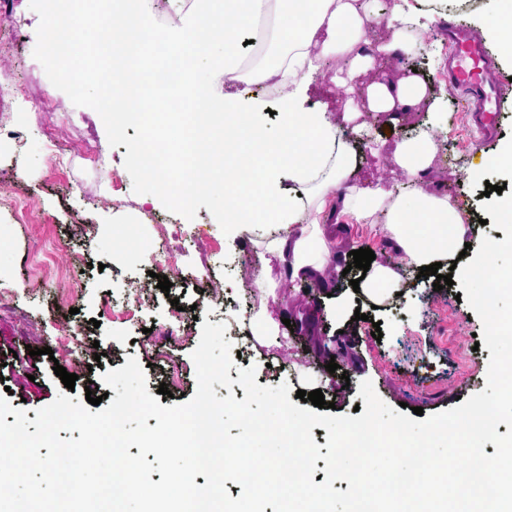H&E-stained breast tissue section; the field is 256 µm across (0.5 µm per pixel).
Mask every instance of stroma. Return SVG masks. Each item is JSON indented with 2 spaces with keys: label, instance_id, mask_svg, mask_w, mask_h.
Wrapping results in <instances>:
<instances>
[{
  "label": "stroma",
  "instance_id": "stroma-1",
  "mask_svg": "<svg viewBox=\"0 0 512 512\" xmlns=\"http://www.w3.org/2000/svg\"><path fill=\"white\" fill-rule=\"evenodd\" d=\"M424 15V35L434 51L427 63L389 53L361 73L353 88L341 87L326 74L313 76L305 101L312 107L323 103L327 117L343 131L352 124L346 116L360 112L364 103L357 89L388 78L400 80L418 73L432 87L430 97L398 120L375 113L376 128L360 163L348 178L350 184L373 181L396 191L409 180L395 160L397 143L433 116L434 152L423 180L426 190L457 201L467 239L479 245L482 237L504 239L493 224H481L487 185H505L512 193V172L489 169L484 180H467L466 172L478 165L483 154L496 152L512 142V67L500 66L499 79L505 95L496 138L483 143L466 120L456 92L444 76L448 59L449 24L475 26L488 13L490 0L464 11L458 0H442L441 8L427 0H409ZM43 0H13L0 8V168L13 170L14 190L33 198L40 221L25 224L0 209V293L8 298L13 314L0 313V396L25 411L27 419L50 405L64 385L54 365L76 374L72 399H85L88 385H101L106 371L136 358L145 368L147 390L156 394L167 385L174 403L192 398L196 372L191 354L201 336L202 321L233 325L231 338L240 358L229 370L232 388L216 386L218 397L234 395L243 400L238 385L240 370L256 368L261 386L288 383L291 390H322L325 401L335 403L336 415H353L361 403L359 385L371 381L382 401L391 408L400 403L422 408L424 415L457 406L484 390L490 351L476 344L482 323L467 302L457 301L460 285L434 291L432 279L409 278L402 295H393L372 306L355 296L351 281L360 274L350 268V251L368 248L376 263L407 273L408 262L397 255L384 224L350 225L336 251L331 269L335 285L350 307L363 318L329 317L327 294L303 296L301 282H287L283 267L268 252L269 230L251 224L229 225L220 215L224 199L200 192L191 217L173 206L143 201L147 188L137 168L129 162V145L140 132L117 130L109 116L98 112L91 98L76 97L69 80L46 59L41 34ZM86 141L91 154L58 155L54 143ZM183 234L178 266L169 292H161L156 276L164 233ZM215 246L210 263H203L198 237ZM40 240L60 245L68 254L66 276L51 284L29 273L27 255ZM80 281L71 294L72 281ZM217 283V298L205 297L202 286ZM141 305L133 319L121 320L132 296ZM180 304V327L170 337L173 304ZM268 313L277 320L270 346L254 342L248 320ZM100 326H93V319ZM301 330L292 338L291 327ZM382 338H373V328ZM51 348L52 356L42 355ZM336 361L339 372L326 366Z\"/></svg>",
  "mask_w": 512,
  "mask_h": 512
}]
</instances>
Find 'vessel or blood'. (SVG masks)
Returning a JSON list of instances; mask_svg holds the SVG:
<instances>
[{
  "mask_svg": "<svg viewBox=\"0 0 512 512\" xmlns=\"http://www.w3.org/2000/svg\"><path fill=\"white\" fill-rule=\"evenodd\" d=\"M448 44V82L463 96L470 124L484 139H491L497 132L503 98L494 62L474 31L449 28Z\"/></svg>",
  "mask_w": 512,
  "mask_h": 512,
  "instance_id": "obj_1",
  "label": "vessel or blood"
}]
</instances>
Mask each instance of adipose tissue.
<instances>
[{"mask_svg":"<svg viewBox=\"0 0 512 512\" xmlns=\"http://www.w3.org/2000/svg\"><path fill=\"white\" fill-rule=\"evenodd\" d=\"M192 0L185 28L155 26L148 0H94L101 30L80 26L72 0H46L44 41L48 61L72 73L75 93L92 91L99 112L121 127L143 125L149 112L141 102L142 74L163 82L167 97L153 112L176 114L173 138L156 128L131 148L130 158L150 190L147 202L162 199L190 212L197 194L209 190L224 197L223 221L284 226L285 235L268 243L291 276L305 280L328 267L336 253L340 224H322L317 213L339 208L358 224L382 218L398 248L415 268L456 261L467 229L458 204L419 185L432 160L429 131H420L396 148L399 165L412 186L387 197L377 185L338 192L353 160L324 109H305L300 99L314 73L327 60L348 59L346 85L373 64L360 44L363 25L375 16L374 0ZM248 31L265 61L244 66L237 37ZM92 51L112 64L105 86L88 88L75 72ZM232 92L216 98L197 77L200 62ZM287 80L279 103L284 130L271 137L258 121L259 104H247L254 89L271 80ZM428 94L426 81L411 75L398 82L380 80L368 88L372 111L397 112Z\"/></svg>","mask_w":512,"mask_h":512,"instance_id":"obj_1","label":"adipose tissue"}]
</instances>
